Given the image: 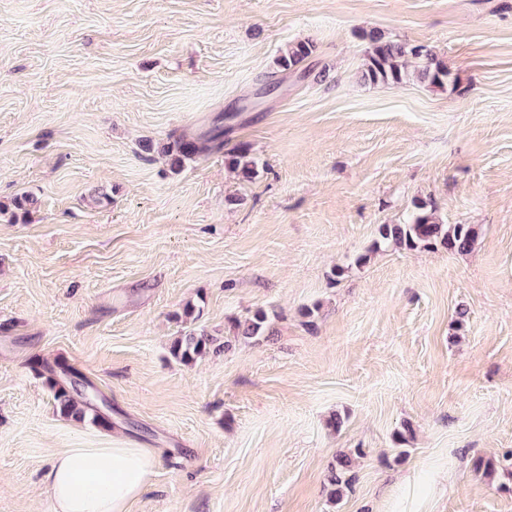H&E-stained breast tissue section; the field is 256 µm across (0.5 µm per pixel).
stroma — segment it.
I'll list each match as a JSON object with an SVG mask.
<instances>
[{"mask_svg":"<svg viewBox=\"0 0 512 512\" xmlns=\"http://www.w3.org/2000/svg\"><path fill=\"white\" fill-rule=\"evenodd\" d=\"M373 29L457 84L365 83ZM299 40L307 77L270 84ZM418 203L473 248L373 250ZM258 309L271 337H237ZM192 327L218 346L186 365ZM45 361L111 428L59 413ZM128 439L159 451L131 512H512V0H0V512ZM225 163L243 181H253L259 175L258 162L247 145L239 144L225 154ZM364 454L361 448H356L350 453L342 452L336 456V464L331 467L328 484L331 487L330 499L339 501L352 486L355 475L352 473L353 457H361Z\"/></svg>","mask_w":512,"mask_h":512,"instance_id":"stroma-1","label":"stroma"}]
</instances>
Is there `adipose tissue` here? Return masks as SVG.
Here are the masks:
<instances>
[{
  "label": "adipose tissue",
  "instance_id": "adipose-tissue-1",
  "mask_svg": "<svg viewBox=\"0 0 512 512\" xmlns=\"http://www.w3.org/2000/svg\"><path fill=\"white\" fill-rule=\"evenodd\" d=\"M156 454L129 443L124 448H68L47 474L52 512H129L145 490Z\"/></svg>",
  "mask_w": 512,
  "mask_h": 512
}]
</instances>
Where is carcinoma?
<instances>
[{"label":"carcinoma","mask_w":512,"mask_h":512,"mask_svg":"<svg viewBox=\"0 0 512 512\" xmlns=\"http://www.w3.org/2000/svg\"><path fill=\"white\" fill-rule=\"evenodd\" d=\"M367 40L366 62L362 70V79L371 84L392 83L404 84L410 81L427 83L433 87L445 88L455 85L457 78L453 76L447 63L438 57L424 44H412L389 38L383 32L371 30L364 34ZM314 51L313 42L299 41L289 45L276 59L280 73H295ZM177 149L180 157L174 160L179 163L181 158L190 156L200 150L194 143L181 140L162 147V153ZM225 163L243 181H252L259 175L258 162L251 156L245 144L232 148L225 154ZM380 239L375 241L373 248L382 244L392 243L410 249H436L440 246L451 252L469 250L479 236V228L473 224H442L432 205L420 203L415 206L411 220L406 224H384L379 230ZM234 329L244 339L258 340L269 332V316L263 310L256 311L252 316L237 320ZM213 337L203 330L190 329L178 337L172 345L173 356L183 363H192L209 353ZM43 370L54 376V399L59 412L65 417L83 420L91 417L92 422L109 425V416L100 406L85 395L72 390L65 377L66 370L56 371L45 365ZM363 455V450L356 448L349 453L342 452L336 456V464L331 467L328 484L331 487L330 499L339 501L352 486L355 475L352 473L353 458Z\"/></svg>","instance_id":"cac0c4a2"}]
</instances>
